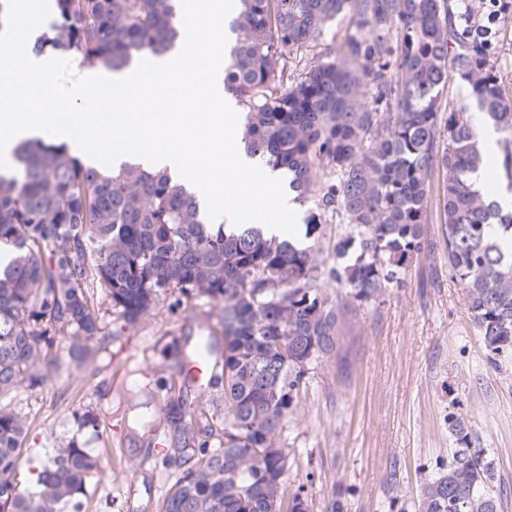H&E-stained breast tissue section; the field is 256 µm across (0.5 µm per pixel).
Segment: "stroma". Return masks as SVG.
<instances>
[{"mask_svg":"<svg viewBox=\"0 0 512 512\" xmlns=\"http://www.w3.org/2000/svg\"><path fill=\"white\" fill-rule=\"evenodd\" d=\"M469 6L471 28L490 30L492 63L512 95V5L505 0L495 12L488 0ZM446 180L435 169L427 244L401 286L365 305L340 354L306 375L284 438L291 450L288 488L302 490L308 512H414L420 488L452 446L451 412L471 418L509 492L505 512H512V360L492 366L466 292L448 271ZM97 302L112 341L81 373L48 372L14 400L30 423L25 467L36 470L55 442L72 435L73 411H94L99 437L88 448L108 471L90 481L82 512H154L175 479L161 465L172 431L155 404L177 375V352L190 351L201 336L223 344L224 306L166 300L124 329L105 295Z\"/></svg>","mask_w":512,"mask_h":512,"instance_id":"stroma-1","label":"stroma"}]
</instances>
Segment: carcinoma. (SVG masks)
I'll list each match as a JSON object with an SVG mask.
<instances>
[{"label": "carcinoma", "instance_id": "obj_1", "mask_svg": "<svg viewBox=\"0 0 512 512\" xmlns=\"http://www.w3.org/2000/svg\"><path fill=\"white\" fill-rule=\"evenodd\" d=\"M177 0H55L49 31L32 45L87 67L128 70L182 40ZM357 34L336 53L307 60L341 17ZM450 0H241L224 90L244 115L246 154L281 171L312 207L298 248L259 224H210L196 195L165 171L85 163L64 143L19 142L0 173V512H80L87 481L106 472L76 438L22 467L29 423L13 393L62 363L79 372L112 339L96 313L101 289L125 326L159 301L224 303V349L201 336L184 364L210 371L215 394L184 422L183 401L159 405L177 439L162 464L176 474L158 512H307L288 490L282 440L311 366L337 354L363 304L400 284L425 246L434 168L445 169L448 270L465 289L485 348L512 356V103L490 63V44L459 31ZM304 62L296 79L288 59ZM467 95L442 111L448 83ZM491 127L503 181L479 189L486 166L478 129ZM344 232L336 264L320 260L322 226ZM336 284L331 298L324 283ZM79 431L98 416L72 413ZM451 455L422 487L418 512H502L506 488L466 414L448 413Z\"/></svg>", "mask_w": 512, "mask_h": 512}]
</instances>
